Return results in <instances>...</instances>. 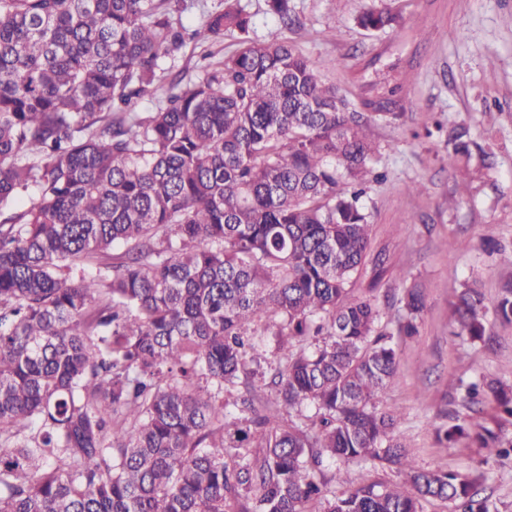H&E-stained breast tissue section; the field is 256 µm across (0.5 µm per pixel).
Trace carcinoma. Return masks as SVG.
Masks as SVG:
<instances>
[{"label":"carcinoma","instance_id":"1","mask_svg":"<svg viewBox=\"0 0 512 512\" xmlns=\"http://www.w3.org/2000/svg\"><path fill=\"white\" fill-rule=\"evenodd\" d=\"M267 6L294 24L293 0ZM187 8L0 0V512H499L483 474L417 469L400 415L378 406L425 295L404 286L393 331L352 295L369 116L290 43L252 39L240 0L193 30ZM234 32L201 76L165 80L164 59ZM474 147L468 127L448 132L457 163L491 168ZM487 310L463 283L458 334L482 339ZM493 314L512 324V279ZM265 331L278 342L262 365ZM254 375L272 401L256 403ZM485 396L512 418L500 381L459 379L437 436L507 457ZM366 463L402 483L328 488L326 468Z\"/></svg>","mask_w":512,"mask_h":512}]
</instances>
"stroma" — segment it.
<instances>
[{"label": "stroma", "instance_id": "obj_1", "mask_svg": "<svg viewBox=\"0 0 512 512\" xmlns=\"http://www.w3.org/2000/svg\"><path fill=\"white\" fill-rule=\"evenodd\" d=\"M241 4L252 16V38L294 42L320 63L326 83L362 111L381 113L371 134L383 177L367 182L362 200L371 252L383 256L385 272L364 267L353 288L374 299L385 323L399 314L404 280L423 286L426 307L419 335L396 339L397 380L379 406L400 414L397 433L417 468L483 471L486 494L500 512H512V460L440 444L433 430L450 380L485 375L512 385V324L490 320L485 340L473 341L456 335L451 320L463 282L477 281L491 303L512 277L484 250L489 238L512 248V0H294L297 24L288 30L265 0ZM370 7L390 9L398 25L363 30L356 18ZM456 124L494 152L495 167L473 173L452 207L464 171L444 136L423 132Z\"/></svg>", "mask_w": 512, "mask_h": 512}]
</instances>
